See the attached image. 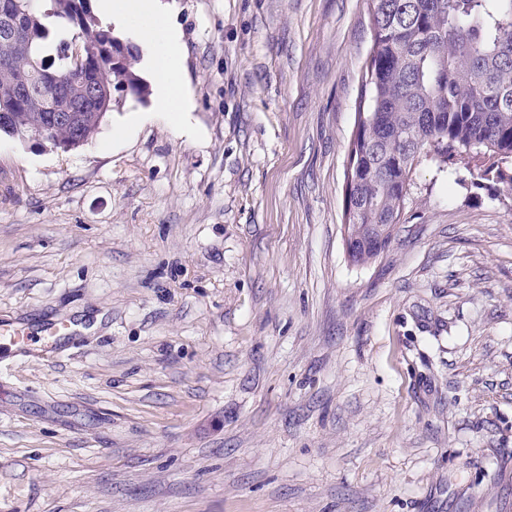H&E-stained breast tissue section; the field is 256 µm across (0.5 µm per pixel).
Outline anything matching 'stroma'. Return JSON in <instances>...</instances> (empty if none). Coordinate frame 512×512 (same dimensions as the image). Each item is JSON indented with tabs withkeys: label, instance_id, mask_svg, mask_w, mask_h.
<instances>
[{
	"label": "stroma",
	"instance_id": "obj_1",
	"mask_svg": "<svg viewBox=\"0 0 512 512\" xmlns=\"http://www.w3.org/2000/svg\"><path fill=\"white\" fill-rule=\"evenodd\" d=\"M371 0H178L151 85L62 150L0 134V512H512V195L421 160L352 265ZM65 327L51 325L43 330L47 336H29L22 330L6 332L3 338L19 345L31 357L41 362H50L59 354V345L65 337Z\"/></svg>",
	"mask_w": 512,
	"mask_h": 512
}]
</instances>
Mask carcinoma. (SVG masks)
Listing matches in <instances>:
<instances>
[{
	"label": "carcinoma",
	"mask_w": 512,
	"mask_h": 512,
	"mask_svg": "<svg viewBox=\"0 0 512 512\" xmlns=\"http://www.w3.org/2000/svg\"><path fill=\"white\" fill-rule=\"evenodd\" d=\"M372 46L348 157L353 208L346 217L348 259L357 266L391 241L422 157L445 168H472L473 183L492 180L512 193V0H371ZM19 39L0 35V132L18 137L43 121L45 100L57 92L81 113L85 136L105 113L84 94L71 44L52 45L62 28L78 30L87 50L83 75L113 92L140 94L133 71L137 48L112 36L92 0H50L23 6ZM58 78L53 85L45 72ZM25 76L29 94L13 99V79ZM74 146L71 126L49 132ZM487 163L471 167L470 150Z\"/></svg>",
	"instance_id": "1"
}]
</instances>
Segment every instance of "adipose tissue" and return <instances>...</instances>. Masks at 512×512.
Returning <instances> with one entry per match:
<instances>
[{
    "label": "adipose tissue",
    "instance_id": "adipose-tissue-1",
    "mask_svg": "<svg viewBox=\"0 0 512 512\" xmlns=\"http://www.w3.org/2000/svg\"><path fill=\"white\" fill-rule=\"evenodd\" d=\"M172 0H99V16L116 32L132 31L154 85L152 109L186 113L193 101L180 78L182 35L172 23Z\"/></svg>",
    "mask_w": 512,
    "mask_h": 512
}]
</instances>
